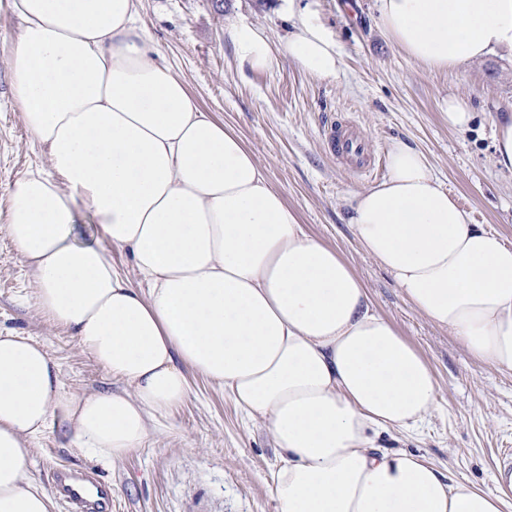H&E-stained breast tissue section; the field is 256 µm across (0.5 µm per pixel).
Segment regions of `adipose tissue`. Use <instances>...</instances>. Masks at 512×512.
<instances>
[{
    "label": "adipose tissue",
    "mask_w": 512,
    "mask_h": 512,
    "mask_svg": "<svg viewBox=\"0 0 512 512\" xmlns=\"http://www.w3.org/2000/svg\"><path fill=\"white\" fill-rule=\"evenodd\" d=\"M140 0H8L12 87L50 168L10 191L5 232L68 329L119 389L77 393L33 339L0 329V512H53L32 442L61 430L117 462L190 392L188 371L270 431L279 512H512V474L480 488L390 449L438 386L335 248L308 233L253 151L202 111L141 28ZM378 22L429 70L512 49V0H379ZM241 64L270 67L253 27ZM285 51L337 76L342 55L302 21ZM388 178L349 201L364 251L432 324L512 375V245L472 223L423 154L394 141ZM97 234L85 240L79 223ZM127 250L141 281L112 264Z\"/></svg>",
    "instance_id": "1"
}]
</instances>
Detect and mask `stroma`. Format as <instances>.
Instances as JSON below:
<instances>
[{"instance_id": "35a3bbf8", "label": "stroma", "mask_w": 512, "mask_h": 512, "mask_svg": "<svg viewBox=\"0 0 512 512\" xmlns=\"http://www.w3.org/2000/svg\"><path fill=\"white\" fill-rule=\"evenodd\" d=\"M296 17L321 24L339 43L338 76H314L282 53ZM140 20L193 101L237 131L309 232L336 248L377 313L421 351L437 379V404L421 429L401 438L400 448L451 467L458 478L490 485L502 466L501 449L512 448V375L473 359L364 253L347 202L375 179L348 174L330 152L327 133L333 121H347L382 158L393 140L407 141L425 154L473 223L512 243V172L494 165L492 140L497 111L512 106V52L427 70L383 33L376 0H142ZM242 25L277 50L271 68L239 65L230 31ZM16 35V21L0 0V217L13 183L49 166L13 101ZM451 96L475 115L466 130L448 125L444 103ZM35 288L22 256L0 232V327L43 344L67 387H114L68 331L39 312ZM188 377L189 399L160 419L157 432L126 459H91L56 431L33 442L30 474L47 490L53 469L95 473L111 489V512H278L277 453L269 432L245 418L223 389L199 373Z\"/></svg>"}]
</instances>
